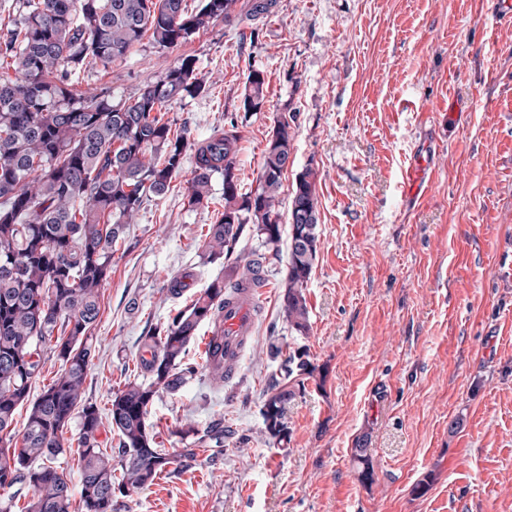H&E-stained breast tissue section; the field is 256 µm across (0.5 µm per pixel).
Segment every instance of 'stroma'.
Listing matches in <instances>:
<instances>
[{"mask_svg": "<svg viewBox=\"0 0 512 512\" xmlns=\"http://www.w3.org/2000/svg\"><path fill=\"white\" fill-rule=\"evenodd\" d=\"M493 0H276L256 21L219 23L172 50L151 38L122 60L77 70L85 91L136 97L179 56L204 90L168 107L172 134L208 137L238 112L250 67L268 82L262 112L239 119V177L257 187L277 117L294 133L281 189L315 174L318 250L304 290L310 331L292 330L278 285L269 292L237 375L199 370L159 392L158 446L180 453L185 421L220 418L222 452L119 496L118 512H512V24ZM425 163L431 187L409 192L404 172ZM189 172L145 204L112 258L84 393L100 414L140 367L145 329L165 326L224 271L203 262L224 210L222 179L208 206L189 207ZM194 275L183 296L170 281ZM278 356H271L270 348ZM314 369L287 406L286 444L261 414L269 384L296 350ZM365 438L374 469L353 457ZM430 480L426 494L414 486Z\"/></svg>", "mask_w": 512, "mask_h": 512, "instance_id": "obj_1", "label": "stroma"}]
</instances>
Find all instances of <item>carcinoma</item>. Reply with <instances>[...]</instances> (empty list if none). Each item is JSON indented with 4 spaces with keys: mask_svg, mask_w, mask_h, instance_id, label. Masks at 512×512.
Wrapping results in <instances>:
<instances>
[{
    "mask_svg": "<svg viewBox=\"0 0 512 512\" xmlns=\"http://www.w3.org/2000/svg\"><path fill=\"white\" fill-rule=\"evenodd\" d=\"M237 0H22L10 24L0 26V512L26 488V512H70L73 489L53 466L65 452L63 431L78 419L76 438L81 512H118L115 493H137L163 473L195 460L198 448L224 447V419L199 429L181 428L186 448L172 457L157 447L149 420L154 398L175 392L196 367L188 346L200 325L214 324L230 290L264 270L278 255L283 222L282 177L293 135L288 118L274 120L256 189L238 177L239 137L216 131L195 143L188 130L173 136L159 115L205 87L190 55L181 56L148 81L130 103L114 104L106 91L88 93L73 79L87 60L104 66L125 58L151 33L153 44L175 49L218 22H231ZM275 0H251L245 19L270 13ZM265 74L249 71L242 95L244 115L262 111ZM191 163L188 205L208 203L212 179L224 182V213L210 225L202 245L208 262L224 259V277L214 279L179 310L164 329H148L142 348L146 384L128 381L112 393L102 417L84 399V383L96 354L95 326L102 289L112 271L113 248L144 204L159 201ZM260 241L246 262L235 255L241 237ZM315 176L296 177L288 204V272L280 282L289 326L310 330L304 288L317 253ZM57 353L63 369L40 395L30 386L44 366L43 348ZM285 383L272 384L262 415L268 434L288 440L285 413L295 391L312 374L307 354L296 352L283 366ZM28 405L20 442L18 408ZM119 437L120 468L99 447L102 430Z\"/></svg>",
    "mask_w": 512,
    "mask_h": 512,
    "instance_id": "cac0c4a2",
    "label": "carcinoma"
}]
</instances>
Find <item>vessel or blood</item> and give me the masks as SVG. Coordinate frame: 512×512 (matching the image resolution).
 <instances>
[{
	"label": "vessel or blood",
	"instance_id": "1",
	"mask_svg": "<svg viewBox=\"0 0 512 512\" xmlns=\"http://www.w3.org/2000/svg\"><path fill=\"white\" fill-rule=\"evenodd\" d=\"M260 300L253 289H240L224 305V312L203 343L209 370L223 369L225 378H232L239 367L241 353L255 329ZM223 353H216V346Z\"/></svg>",
	"mask_w": 512,
	"mask_h": 512
}]
</instances>
